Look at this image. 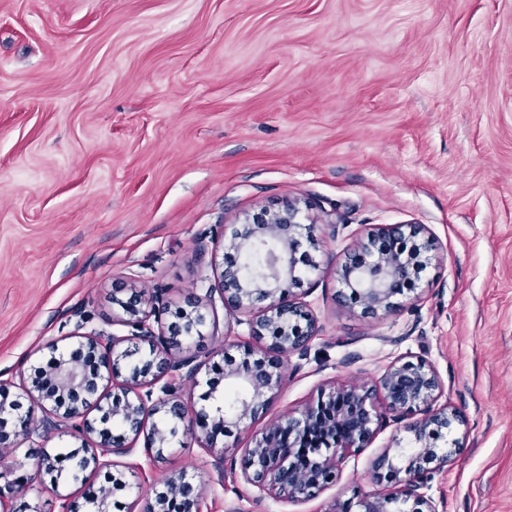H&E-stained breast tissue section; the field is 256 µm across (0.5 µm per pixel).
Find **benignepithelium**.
Returning <instances> with one entry per match:
<instances>
[{"instance_id":"1","label":"benign epithelium","mask_w":512,"mask_h":512,"mask_svg":"<svg viewBox=\"0 0 512 512\" xmlns=\"http://www.w3.org/2000/svg\"><path fill=\"white\" fill-rule=\"evenodd\" d=\"M310 210L308 204L286 201L234 225L217 280L211 284L209 277H200L207 285L204 296L179 308L177 321L162 325L163 298L135 287L124 299L112 298L127 334L82 333L83 321H78L71 337L77 339L76 346L91 350L96 360L93 372L65 357L70 347L49 342L47 361L34 367L37 371L47 365L46 385L34 384L10 400L4 395L7 384L0 381V417L15 415L12 429L0 426V443L19 436L46 437L65 427L81 442L71 452L82 459L84 470L92 472L110 467L95 447L122 456L143 436L159 461L182 435L198 442L214 466L223 469L225 456L235 448L208 430L207 423L221 424L226 437L235 429L250 430L283 387L288 357L306 354L318 336L313 312L294 294L301 285L300 273L320 268ZM434 251L423 224H385L372 230L345 255L337 301L357 306L368 316L393 311L402 305L401 299L410 298L402 288L431 263ZM218 301L227 313L250 314L249 341L226 339L223 354L224 379L241 384L248 395L228 408L223 392L215 389L205 395L209 404L200 406L172 394L166 385L155 394V386L166 377L181 376L194 389L206 383L195 347L204 338ZM234 350L241 355L257 353L262 360L240 365ZM442 389L433 365L422 359L391 364L375 390L333 385L316 404L281 414L253 436V446L244 449L242 476L258 489L289 500L313 497L336 481V467L345 454L367 447L385 411L395 421H408L406 429L416 448L403 469L393 465L387 451L374 458V478L390 484L391 490L363 496L361 512H438L422 489L431 471L452 460L453 451L438 448L437 441L447 440L463 423L453 406L435 407ZM92 409L110 413L126 425L122 444H114L112 435L99 427L100 419L90 417ZM156 416L160 422L149 423ZM54 458L46 450L33 457L35 474L54 473ZM164 487L179 499L180 512H201L202 490L193 478L181 474L166 480Z\"/></svg>"}]
</instances>
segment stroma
I'll return each instance as SVG.
<instances>
[{
    "instance_id": "35a3bbf8",
    "label": "stroma",
    "mask_w": 512,
    "mask_h": 512,
    "mask_svg": "<svg viewBox=\"0 0 512 512\" xmlns=\"http://www.w3.org/2000/svg\"><path fill=\"white\" fill-rule=\"evenodd\" d=\"M286 198L312 204L323 265L377 224L426 225L436 250L418 301L375 317L308 274L322 331L255 428L421 358L465 420L426 495L512 512V0H0V379H31L78 315L123 334L130 276L185 305L223 225ZM410 438L384 420L300 502L244 482L239 455L219 472L188 439L155 463L140 440L116 499L140 512L184 472L201 512H333Z\"/></svg>"
}]
</instances>
